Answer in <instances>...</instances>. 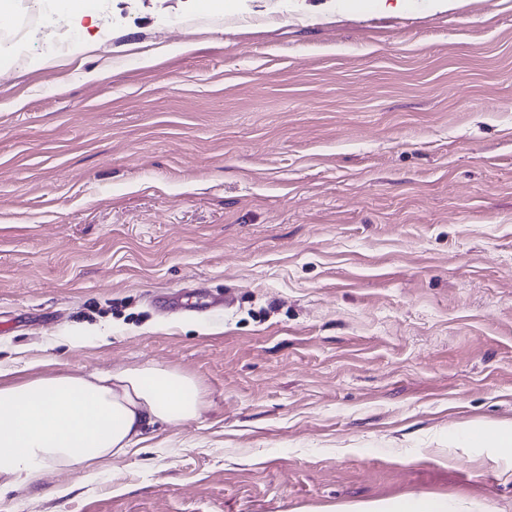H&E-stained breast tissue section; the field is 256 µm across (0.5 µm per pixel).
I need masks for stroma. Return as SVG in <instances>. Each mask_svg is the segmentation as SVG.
Returning a JSON list of instances; mask_svg holds the SVG:
<instances>
[{"label":"stroma","instance_id":"35a3bbf8","mask_svg":"<svg viewBox=\"0 0 512 512\" xmlns=\"http://www.w3.org/2000/svg\"><path fill=\"white\" fill-rule=\"evenodd\" d=\"M451 2L105 0L0 47V370L206 401L11 512H512L460 436L512 422V0Z\"/></svg>","mask_w":512,"mask_h":512}]
</instances>
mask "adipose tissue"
Masks as SVG:
<instances>
[{
	"instance_id": "obj_1",
	"label": "adipose tissue",
	"mask_w": 512,
	"mask_h": 512,
	"mask_svg": "<svg viewBox=\"0 0 512 512\" xmlns=\"http://www.w3.org/2000/svg\"><path fill=\"white\" fill-rule=\"evenodd\" d=\"M203 407L196 378L151 363L0 383V498L54 470L94 473L149 428L197 419Z\"/></svg>"
}]
</instances>
